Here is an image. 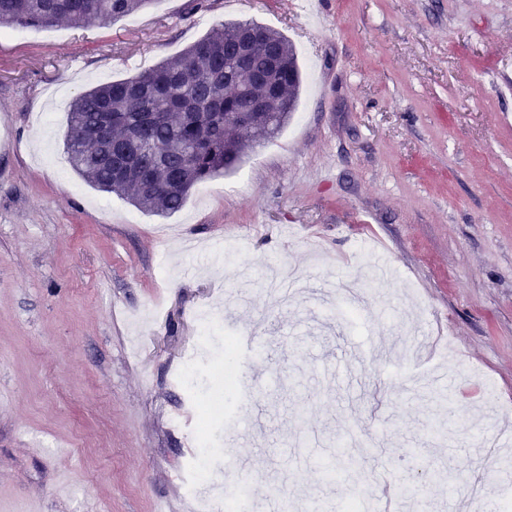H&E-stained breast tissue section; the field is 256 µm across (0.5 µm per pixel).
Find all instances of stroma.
I'll list each match as a JSON object with an SVG mask.
<instances>
[{"mask_svg": "<svg viewBox=\"0 0 512 512\" xmlns=\"http://www.w3.org/2000/svg\"><path fill=\"white\" fill-rule=\"evenodd\" d=\"M297 2L0 28V512L234 493L227 462L193 468L177 372L195 350L223 364L225 334L247 332L251 396L220 430L262 512H341L405 475L399 512H474V469L484 512L512 496V447L488 449L512 422V0ZM230 21L296 48L283 130L171 215L89 186L64 151L72 98ZM380 260L392 276L362 284V307L322 293ZM348 429L360 481L338 464Z\"/></svg>", "mask_w": 512, "mask_h": 512, "instance_id": "stroma-1", "label": "stroma"}]
</instances>
